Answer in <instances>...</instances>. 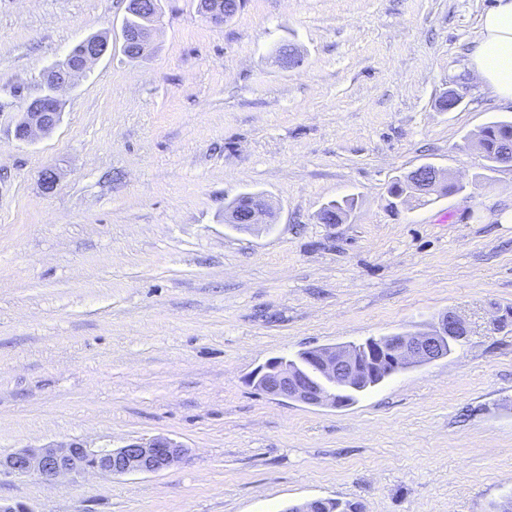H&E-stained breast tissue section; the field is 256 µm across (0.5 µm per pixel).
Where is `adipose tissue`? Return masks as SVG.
<instances>
[{"instance_id": "obj_1", "label": "adipose tissue", "mask_w": 512, "mask_h": 512, "mask_svg": "<svg viewBox=\"0 0 512 512\" xmlns=\"http://www.w3.org/2000/svg\"><path fill=\"white\" fill-rule=\"evenodd\" d=\"M469 67L497 101L512 105V0H497L483 15Z\"/></svg>"}]
</instances>
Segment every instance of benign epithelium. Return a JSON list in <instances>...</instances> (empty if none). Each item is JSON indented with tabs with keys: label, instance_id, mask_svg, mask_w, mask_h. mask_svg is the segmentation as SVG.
I'll use <instances>...</instances> for the list:
<instances>
[{
	"label": "benign epithelium",
	"instance_id": "benign-epithelium-1",
	"mask_svg": "<svg viewBox=\"0 0 512 512\" xmlns=\"http://www.w3.org/2000/svg\"><path fill=\"white\" fill-rule=\"evenodd\" d=\"M156 24L135 33L122 34V40L149 49ZM109 51V44L93 39L83 41L82 51L67 67L49 70L42 76L53 96L71 87L74 80ZM38 97L22 113L24 132L17 139L29 141L50 134L60 121V113L47 112ZM415 194L426 195L443 184L442 171L434 165H420L406 174ZM469 334L464 319L453 312L442 315L427 332L407 336H379L367 340V355L359 357L349 347L312 348L301 366L276 365L271 358L259 366L249 381L268 395L306 405H336L339 398L361 390L363 381L387 369L428 363L444 357L445 344L460 342ZM186 455V449L164 436L132 440L119 448H90L79 442L52 448H25L0 455V472L17 477L36 474L47 481L61 477L81 478L88 474L122 476L157 473Z\"/></svg>",
	"mask_w": 512,
	"mask_h": 512
}]
</instances>
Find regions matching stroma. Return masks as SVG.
<instances>
[{
  "label": "stroma",
  "mask_w": 512,
  "mask_h": 512,
  "mask_svg": "<svg viewBox=\"0 0 512 512\" xmlns=\"http://www.w3.org/2000/svg\"><path fill=\"white\" fill-rule=\"evenodd\" d=\"M495 0H244L228 22L160 0L122 52L126 0H0V454L166 436L158 473L0 475L31 512H493L512 494V165L466 139L512 120L468 72ZM109 52L61 95L55 131L15 127L78 42ZM301 53L280 67L285 43ZM453 90L452 111L439 99ZM429 163L463 192L395 203ZM58 180L45 189L42 173ZM265 194L271 223L224 208ZM352 198L341 224L318 218ZM470 326L448 356L344 407L249 383L272 357ZM127 9V8H126ZM146 13H141V9L130 7L126 11L124 19L123 29L129 32L139 31L135 33H122V40L126 44L136 43L141 48V52L147 51L150 46V40L155 30L156 23H152L149 28L140 31L144 27L148 26V22H155V19L151 20L146 16ZM136 45H129L126 50H123L124 55L129 60H137L142 58L145 53L140 54L139 48ZM267 200L263 193L247 192L242 193L236 197L232 202L225 206L224 221L227 224H235V219L240 214L249 213L245 218H241L242 222L239 225L253 226L261 222L260 214L252 212V209L256 207L261 201ZM231 212L234 215L233 221L226 219V214ZM238 215V216H237Z\"/></svg>",
  "instance_id": "obj_1"
}]
</instances>
